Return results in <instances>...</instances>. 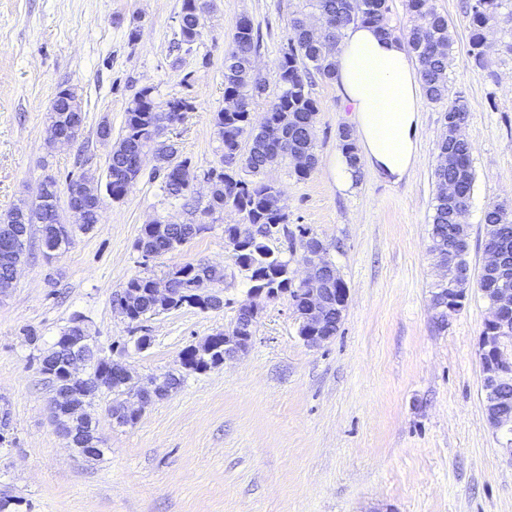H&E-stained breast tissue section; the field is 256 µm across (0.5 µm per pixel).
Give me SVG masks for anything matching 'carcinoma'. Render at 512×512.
<instances>
[{
    "instance_id": "obj_1",
    "label": "carcinoma",
    "mask_w": 512,
    "mask_h": 512,
    "mask_svg": "<svg viewBox=\"0 0 512 512\" xmlns=\"http://www.w3.org/2000/svg\"><path fill=\"white\" fill-rule=\"evenodd\" d=\"M199 0H182L179 24L180 39L177 48L192 47L199 40L201 30L196 28L195 18ZM305 6L317 12L322 22L341 39L345 29L358 21L388 28V0H304ZM502 0H467L465 14L469 19L470 41L468 58L478 69L490 71L486 57V30L497 22ZM408 9L419 18V23L403 34V41L415 55L419 64L421 85L431 103L448 102L443 112L444 135L437 142L438 164L434 171L437 193L433 201L430 248L433 257L448 253V225L463 222L460 202L449 197L445 186L458 182L472 192L475 173L472 167L471 144L456 136L455 129L464 124L469 107L460 94H451L448 85V67L452 60L453 41L449 34L447 17L440 14L431 0H408ZM308 18L293 19L291 32L274 64L276 92L266 112L257 116L252 112L253 101L266 94L267 80L253 73V56L257 51L254 24L248 21L237 24L231 43L224 51V95L238 101L233 112L221 110L215 118V129L222 150V167L213 168L207 175L213 177V188L204 212L229 210L239 215L246 225V235L238 238L228 232L232 251L238 266L257 278V285L279 288L294 301L299 300L302 285L289 276V262L274 253L267 240L281 235L293 237L288 231V214L278 205L281 189L263 179L273 165L288 160V147L308 153V167L294 170L297 179L308 178L318 158L314 124L308 122L317 111L311 97V75L324 79L336 76L335 57L324 55L307 32ZM194 110L186 98L174 97L166 102V108L158 110L153 88L144 87L126 111L122 137L112 149L107 164V187L112 199H122L137 181L140 170L136 157L143 148L150 149L163 172L161 188L172 197L185 198L190 194L180 182L171 165H189V159L180 158L175 144L162 138L169 127L168 120L180 109ZM248 149H242L243 140ZM339 146L351 167L360 171L356 146L351 131L345 126L338 129ZM102 199L93 197L80 229L87 231L99 222ZM40 225L41 245L62 250L71 244L67 238H52L59 217L43 211L37 202L18 206L0 216V232L3 227L14 229L17 237L31 240L32 228ZM484 224L498 225V235L512 253V209L491 203L484 212ZM206 230L203 224H167L155 221L141 230L136 246L143 257H160L171 253ZM172 286L179 289L174 301L177 308L197 307L198 302L211 291V284L224 279V272L202 261L185 263L168 271ZM153 278L136 276L126 283L128 316L133 322H141L154 312L155 302L151 295Z\"/></svg>"
}]
</instances>
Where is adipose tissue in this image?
Listing matches in <instances>:
<instances>
[{"label": "adipose tissue", "instance_id": "1", "mask_svg": "<svg viewBox=\"0 0 512 512\" xmlns=\"http://www.w3.org/2000/svg\"><path fill=\"white\" fill-rule=\"evenodd\" d=\"M336 85L353 106L351 131L361 164L399 182L417 157L422 87L417 65L396 35L350 25L336 54Z\"/></svg>", "mask_w": 512, "mask_h": 512}]
</instances>
